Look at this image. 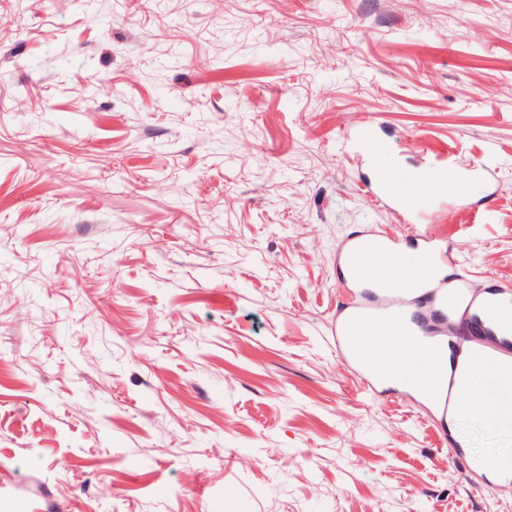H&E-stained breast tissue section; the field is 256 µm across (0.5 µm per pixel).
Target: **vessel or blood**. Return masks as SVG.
I'll list each match as a JSON object with an SVG mask.
<instances>
[{
	"label": "vessel or blood",
	"instance_id": "obj_1",
	"mask_svg": "<svg viewBox=\"0 0 512 512\" xmlns=\"http://www.w3.org/2000/svg\"><path fill=\"white\" fill-rule=\"evenodd\" d=\"M343 147L370 169L362 177L365 195L420 229L409 240L365 235L341 244L338 261L357 293L336 314V347L369 396H384L397 380L419 390L432 418L447 424L474 402L468 367L492 366L500 385L512 389V297L475 295L456 253L425 225L435 206L464 194L488 170L474 165L469 179L450 180L454 163L443 154L421 170L400 171L375 123L346 134ZM445 335L463 341L450 362L443 358Z\"/></svg>",
	"mask_w": 512,
	"mask_h": 512
}]
</instances>
